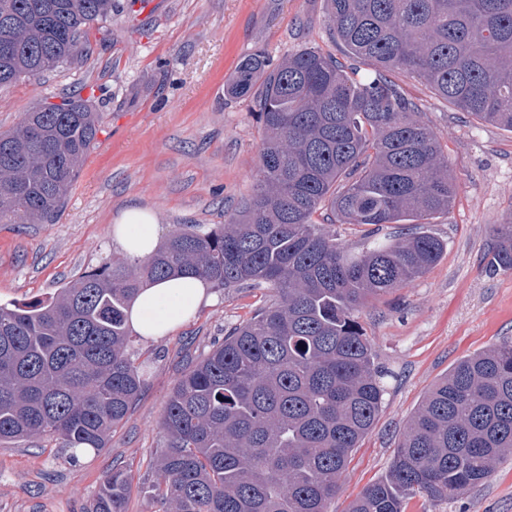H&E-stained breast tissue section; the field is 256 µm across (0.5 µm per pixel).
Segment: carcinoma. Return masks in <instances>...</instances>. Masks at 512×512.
Here are the masks:
<instances>
[{"instance_id":"obj_1","label":"carcinoma","mask_w":512,"mask_h":512,"mask_svg":"<svg viewBox=\"0 0 512 512\" xmlns=\"http://www.w3.org/2000/svg\"><path fill=\"white\" fill-rule=\"evenodd\" d=\"M328 21L362 78L318 50L243 58L224 96L253 99L264 129L259 184L239 213L179 224L142 260L114 256L52 297L0 306V440L58 437L105 448L143 385L127 309L175 273L217 291L277 299L231 328L177 381L160 426L157 512H330L352 453L372 428L388 373L356 312L425 274L445 243L424 230L352 252L316 223L427 224L457 185L432 129L385 72L423 79L480 121L512 131V0H327ZM112 0H0V88L71 63ZM99 131L78 96L44 104L0 133V219L48 224ZM494 265L512 271V218ZM512 454V342L469 355L410 417L388 472L348 512H405L457 497ZM131 477L114 470L91 512H126Z\"/></svg>"}]
</instances>
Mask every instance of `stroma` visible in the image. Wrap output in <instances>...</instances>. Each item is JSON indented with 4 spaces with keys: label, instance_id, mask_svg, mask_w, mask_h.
<instances>
[{
    "label": "stroma",
    "instance_id": "35a3bbf8",
    "mask_svg": "<svg viewBox=\"0 0 512 512\" xmlns=\"http://www.w3.org/2000/svg\"><path fill=\"white\" fill-rule=\"evenodd\" d=\"M304 48L346 61L326 0H114L88 30L79 59L0 88V131L41 101L89 100L101 130L62 210L50 224L0 220V304L52 296L119 254L112 229L135 205L154 213L160 236L176 225L223 223L256 190L263 129L252 100H228L239 60ZM413 100L448 157L458 192L429 230L447 245L423 276L363 308L359 322L387 370L379 415L340 478L333 512L388 471L405 424L461 358L512 341V271L492 266L497 224L512 216V131L477 121L423 80L390 75ZM270 290H230L173 333L135 338L145 384L108 447L73 458L61 441L0 442V512H89L113 469L133 475L126 512H155L150 464L165 444L160 421L191 361L271 302ZM406 512H512V455L493 476L446 503L410 500Z\"/></svg>",
    "mask_w": 512,
    "mask_h": 512
}]
</instances>
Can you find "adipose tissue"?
<instances>
[{"label": "adipose tissue", "mask_w": 512, "mask_h": 512, "mask_svg": "<svg viewBox=\"0 0 512 512\" xmlns=\"http://www.w3.org/2000/svg\"><path fill=\"white\" fill-rule=\"evenodd\" d=\"M113 238L127 257H147L157 245L154 214L138 207L127 208L113 227ZM211 298L207 284L194 275L186 274L154 283L141 291L132 302L130 326L146 338L168 335Z\"/></svg>", "instance_id": "adipose-tissue-1"}]
</instances>
